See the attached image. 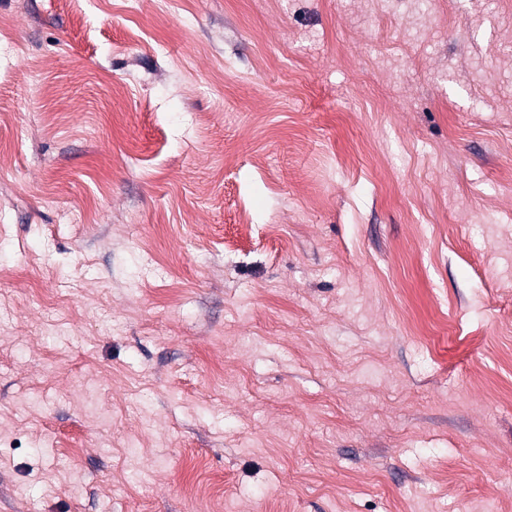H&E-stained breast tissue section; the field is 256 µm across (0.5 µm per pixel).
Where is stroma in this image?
<instances>
[{"instance_id": "1", "label": "stroma", "mask_w": 512, "mask_h": 512, "mask_svg": "<svg viewBox=\"0 0 512 512\" xmlns=\"http://www.w3.org/2000/svg\"><path fill=\"white\" fill-rule=\"evenodd\" d=\"M0 26V512H512V0Z\"/></svg>"}]
</instances>
